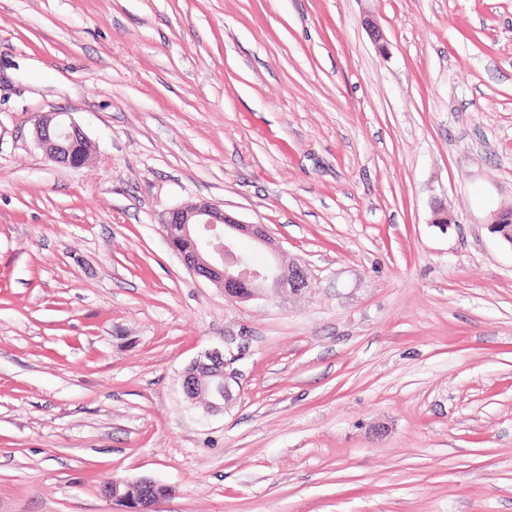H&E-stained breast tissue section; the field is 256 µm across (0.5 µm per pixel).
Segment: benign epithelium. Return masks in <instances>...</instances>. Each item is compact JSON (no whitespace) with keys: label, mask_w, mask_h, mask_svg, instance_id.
Listing matches in <instances>:
<instances>
[{"label":"benign epithelium","mask_w":512,"mask_h":512,"mask_svg":"<svg viewBox=\"0 0 512 512\" xmlns=\"http://www.w3.org/2000/svg\"><path fill=\"white\" fill-rule=\"evenodd\" d=\"M34 139L52 162L77 167L85 162L91 141L76 122L63 112L41 116L34 127ZM492 232L512 244V206L491 215ZM164 238L178 253L194 275L224 289V296L236 301L268 299L286 292L298 293L308 285L305 265L293 262L287 266L278 260V247L262 224H246L231 217L208 201L174 208L162 222ZM246 235L267 248L270 260L263 265L250 263L237 248V236ZM207 377L209 395L207 410L218 412L232 398L230 379L226 372L224 353L214 349L191 364L183 376L186 398L194 401L193 380L199 374ZM163 485L152 478H142L132 484L113 479L105 495L124 508L125 512H153L159 501L152 500Z\"/></svg>","instance_id":"7a95c632"}]
</instances>
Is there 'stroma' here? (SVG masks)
Returning <instances> with one entry per match:
<instances>
[{"label": "stroma", "instance_id": "obj_1", "mask_svg": "<svg viewBox=\"0 0 512 512\" xmlns=\"http://www.w3.org/2000/svg\"><path fill=\"white\" fill-rule=\"evenodd\" d=\"M201 200L307 288L193 276L161 221ZM510 204L512 0H0V512H512ZM63 112H50L41 116L34 127V139L52 162L77 167L85 162L91 150V141L76 122L67 120ZM183 376L182 388L186 398L194 403V377L199 373H204L207 377V390L209 395L207 410L218 412L224 410L232 398L230 379L234 378L231 373L225 370V361L223 352L214 349L204 353L199 359L194 361ZM165 486L155 481L152 478H142L135 483H128L121 479H111V482L106 486L104 491L105 495L112 498V501L117 505L124 508L126 512H146L150 510H157L158 504L161 501L159 498L158 490ZM136 490L137 495L130 497L128 492ZM160 493L163 496L167 495V489H161ZM155 494L158 499L153 497ZM149 501V505L145 503ZM156 500V501H154Z\"/></svg>", "mask_w": 512, "mask_h": 512}]
</instances>
